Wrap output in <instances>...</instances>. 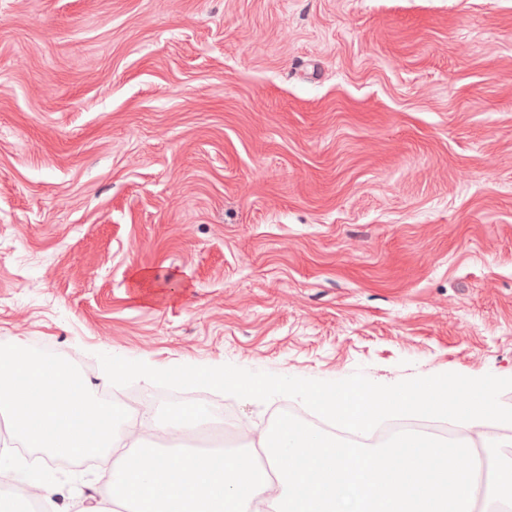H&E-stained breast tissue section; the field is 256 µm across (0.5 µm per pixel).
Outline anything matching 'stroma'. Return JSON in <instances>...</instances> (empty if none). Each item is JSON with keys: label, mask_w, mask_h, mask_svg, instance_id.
I'll return each instance as SVG.
<instances>
[{"label": "stroma", "mask_w": 512, "mask_h": 512, "mask_svg": "<svg viewBox=\"0 0 512 512\" xmlns=\"http://www.w3.org/2000/svg\"><path fill=\"white\" fill-rule=\"evenodd\" d=\"M17 341L92 385L102 353L511 376L512 0H0V344ZM208 396L237 449L309 413ZM106 468L36 473L71 512Z\"/></svg>", "instance_id": "35a3bbf8"}]
</instances>
